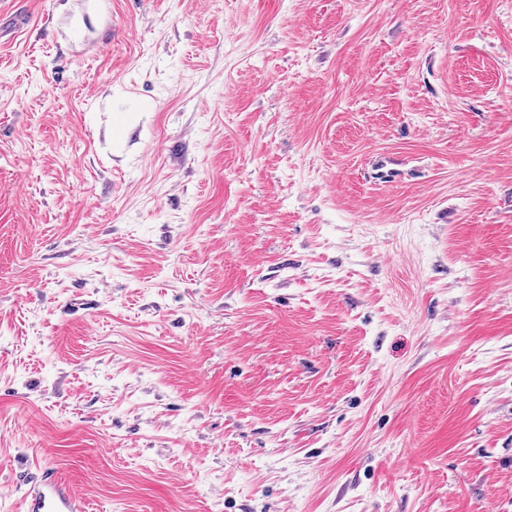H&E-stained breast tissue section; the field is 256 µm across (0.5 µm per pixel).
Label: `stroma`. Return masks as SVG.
I'll list each match as a JSON object with an SVG mask.
<instances>
[{
	"label": "stroma",
	"mask_w": 512,
	"mask_h": 512,
	"mask_svg": "<svg viewBox=\"0 0 512 512\" xmlns=\"http://www.w3.org/2000/svg\"><path fill=\"white\" fill-rule=\"evenodd\" d=\"M512 512V0H8L0 512ZM39 476L28 483L21 498L23 512H87L85 497L55 472L35 463Z\"/></svg>",
	"instance_id": "obj_1"
}]
</instances>
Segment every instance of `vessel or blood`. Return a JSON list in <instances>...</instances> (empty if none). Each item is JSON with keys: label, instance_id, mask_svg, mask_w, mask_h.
<instances>
[{"label": "vessel or blood", "instance_id": "b4317fda", "mask_svg": "<svg viewBox=\"0 0 512 512\" xmlns=\"http://www.w3.org/2000/svg\"><path fill=\"white\" fill-rule=\"evenodd\" d=\"M22 512H88L85 497L55 472L39 468L21 498Z\"/></svg>", "mask_w": 512, "mask_h": 512}]
</instances>
